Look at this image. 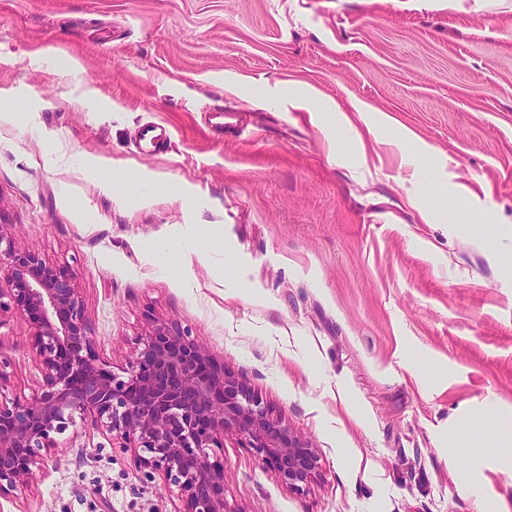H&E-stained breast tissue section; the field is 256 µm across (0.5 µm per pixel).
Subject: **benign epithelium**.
<instances>
[{
    "mask_svg": "<svg viewBox=\"0 0 512 512\" xmlns=\"http://www.w3.org/2000/svg\"><path fill=\"white\" fill-rule=\"evenodd\" d=\"M0 272L8 284L0 289V309L11 302L28 314L42 371L30 401L0 397V496L30 485L76 413L131 451L146 480L161 473L178 490L184 512H228L224 470L210 461L228 430L241 434L289 488L316 475L318 457L309 443L218 367L188 329L152 321L136 360L116 374L93 351L70 274L17 249L2 225Z\"/></svg>",
    "mask_w": 512,
    "mask_h": 512,
    "instance_id": "obj_1",
    "label": "benign epithelium"
}]
</instances>
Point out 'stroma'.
<instances>
[{
	"mask_svg": "<svg viewBox=\"0 0 512 512\" xmlns=\"http://www.w3.org/2000/svg\"><path fill=\"white\" fill-rule=\"evenodd\" d=\"M355 101L389 131L325 125ZM1 224L114 372L190 327L315 449L295 490L226 432L228 512L512 508V0H0ZM33 333L0 311V395L37 392ZM56 441L0 512H182L82 416Z\"/></svg>",
	"mask_w": 512,
	"mask_h": 512,
	"instance_id": "stroma-1",
	"label": "stroma"
}]
</instances>
